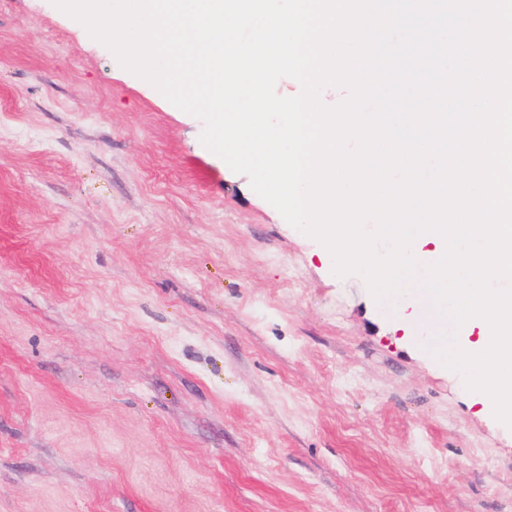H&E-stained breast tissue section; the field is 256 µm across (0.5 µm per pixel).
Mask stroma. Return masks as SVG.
Returning a JSON list of instances; mask_svg holds the SVG:
<instances>
[{
	"label": "stroma",
	"mask_w": 512,
	"mask_h": 512,
	"mask_svg": "<svg viewBox=\"0 0 512 512\" xmlns=\"http://www.w3.org/2000/svg\"><path fill=\"white\" fill-rule=\"evenodd\" d=\"M51 0H0V512H512V429Z\"/></svg>",
	"instance_id": "35a3bbf8"
}]
</instances>
